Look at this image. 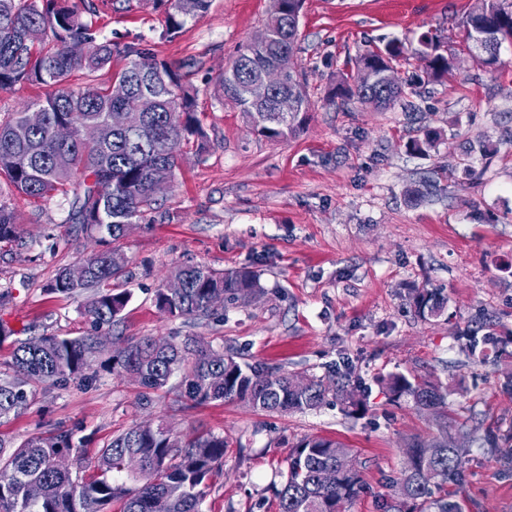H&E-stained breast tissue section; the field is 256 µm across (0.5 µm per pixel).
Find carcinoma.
Returning a JSON list of instances; mask_svg holds the SVG:
<instances>
[{"label":"carcinoma","instance_id":"1","mask_svg":"<svg viewBox=\"0 0 512 512\" xmlns=\"http://www.w3.org/2000/svg\"><path fill=\"white\" fill-rule=\"evenodd\" d=\"M166 7V34L173 37L189 21L208 11L210 0H158ZM304 0H272L263 30L264 38L240 49L231 64L213 78L214 99L233 104L260 137L279 140L294 133L306 120L309 100L294 54L299 41L300 15ZM99 6L93 0H0V89L22 84L48 86L45 97L30 101L17 112L0 119V181L10 192L44 199L56 192L71 194L68 222L78 224L89 237L114 247L99 250L80 261L87 278L70 279V268L62 269L49 286L51 294L69 295L95 288L84 305V313L95 330L110 329L122 319L131 292L109 287L128 277V260L118 242L124 226L135 224L154 210L152 183L174 176L180 146L205 149L206 133L196 115L199 90L182 82L167 62L147 45L115 43L102 36L96 25ZM38 29L51 36L52 46L38 47L28 38ZM466 39L472 43L488 36L492 46L512 42V0H478L464 22ZM421 51L428 58L434 77L449 73L454 61L437 53L438 45L424 36ZM402 53L395 42L385 49H369L357 61V81L343 82L338 90L348 101L372 103L386 110L403 94L394 80L382 84L380 74L393 71L392 62ZM127 65L112 70L115 58ZM282 74L279 85L261 98L250 95V87L267 70ZM83 71L91 84L74 90L73 72ZM116 84L115 92H110ZM294 95L299 110L276 111L284 95ZM117 108L143 113L136 130H110L97 143L80 137L86 123L106 125ZM37 109L45 122L29 127L25 113ZM68 124L73 130L69 143L59 144L54 129ZM435 137L411 140L409 151L426 155ZM20 212L0 188V244L19 237ZM174 278L183 283L178 293L161 288L157 303L174 317L208 318L218 308L247 305L264 294L260 276L248 269L218 271L203 265L178 269ZM415 312L422 319L441 316L447 299L436 289L423 288L411 295ZM97 336L60 337L42 335L18 339L13 351V376L0 379V420L18 417L30 404L28 385L33 381L65 386L78 379L96 377L93 362L103 354ZM100 365L125 374L147 390L162 389L180 376L181 398L194 404L237 402L266 412L295 413L314 410L331 395L342 410L355 417L366 409V388L345 364L330 387L316 377L308 387L294 390V372L280 366L253 365L231 351L218 352L202 336H187L179 343L142 338L122 343ZM383 384L396 403L410 401L420 410L434 412L433 432L416 437L405 448L399 477L387 486L402 492L384 494L383 512H461L448 500V484L462 485L465 468L463 448L448 447V396L452 388L438 379L389 374ZM222 436L198 435L183 439L163 422L137 424L112 437L95 456L96 474L81 476L85 458L78 454L76 468L61 470L55 460L73 450L72 432L59 430L48 436L31 437L17 446L0 440V468L14 472V480L0 484V512H106L113 501L123 502L120 512H151V502L165 497L168 512H202L206 480L224 459ZM347 455L354 467L339 471L336 482L324 486L318 473L336 466ZM136 457L137 470L126 467ZM366 463L345 443L319 435L306 436L292 449L288 473L277 491L279 512H348L365 487ZM140 482L126 488L122 473Z\"/></svg>","mask_w":512,"mask_h":512}]
</instances>
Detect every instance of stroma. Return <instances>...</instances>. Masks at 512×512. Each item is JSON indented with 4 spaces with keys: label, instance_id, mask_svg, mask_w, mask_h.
Instances as JSON below:
<instances>
[{
    "label": "stroma",
    "instance_id": "35a3bbf8",
    "mask_svg": "<svg viewBox=\"0 0 512 512\" xmlns=\"http://www.w3.org/2000/svg\"><path fill=\"white\" fill-rule=\"evenodd\" d=\"M476 0H305L295 62L310 110L283 141L257 137L232 105L203 88L260 32L271 0H211L208 11L168 37L153 0L129 10H101L97 24L120 43L151 45L159 59L187 67L201 94L208 135L203 156L183 154L157 209L123 240L132 293L120 340L202 336L215 350L252 363L281 364L333 383L331 367L349 362L370 386L361 416L335 399L304 413L281 415L239 404L185 405L174 394L143 403L133 379L98 369L95 381L59 387L33 384L28 410L0 421V439L20 443L60 429L74 432L86 460L132 425L167 423L178 435L214 433L228 442L209 481L203 512H279L277 489L294 445L309 435L343 441L366 461V489L350 512H380L379 499L398 477L411 437L432 428L429 414L396 404L379 386L393 372L451 379L448 431L470 433L465 481L455 498L463 512H512V44L489 70L476 60L463 21ZM437 38L455 59L447 79L428 76L417 54L422 36ZM403 45L393 63L404 96L419 107L379 110L332 95L337 78L355 82L356 58L390 40ZM437 130L430 155L409 141ZM482 140L494 157L459 159ZM421 190L409 201V189ZM24 216L18 243L0 244V323L18 338L91 334L83 296L50 295L58 270L98 250L68 223V199L15 197ZM257 271L264 294L207 319L176 318L155 292L180 267ZM438 288L445 313L422 320L410 294ZM493 319L499 343L471 345L467 328Z\"/></svg>",
    "mask_w": 512,
    "mask_h": 512
}]
</instances>
